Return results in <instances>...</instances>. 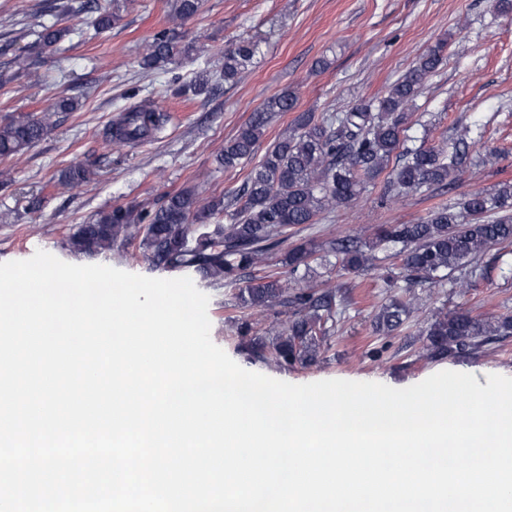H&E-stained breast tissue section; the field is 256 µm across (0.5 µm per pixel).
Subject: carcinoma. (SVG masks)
<instances>
[{
    "mask_svg": "<svg viewBox=\"0 0 512 512\" xmlns=\"http://www.w3.org/2000/svg\"><path fill=\"white\" fill-rule=\"evenodd\" d=\"M202 0H172L170 26L156 32L143 46L141 65L153 69L188 57L194 46L180 32L183 21L196 15ZM81 8L95 12L97 31L120 21L119 7L99 11L95 0ZM69 33L53 23L35 32L36 43L52 48ZM447 43L423 52L416 64L393 83L386 95L363 101L333 115L301 112L258 160L255 149L272 116L290 112L296 95L285 91L268 99L253 112L235 138L218 157L226 169L251 166L238 206L224 203V196L203 198L183 190L151 210L114 207L93 222L79 225L66 241L67 249L86 257L112 253L118 244L138 241L143 255L169 271L191 272L214 286H236L241 309L261 311L273 304L291 315L272 326L274 359L279 363L309 364L320 352L328 321L335 320L336 294L315 292L307 286L292 287L276 274L241 279L266 258L277 253L288 228L316 224L320 217L353 208L365 189L385 177L384 196L399 201L411 193L445 186L454 181L466 162L457 148L416 143L407 134L412 102L428 77L444 60ZM258 44L241 40L224 51L221 77L234 84L254 63ZM210 74L196 73L190 84L177 88L181 96L209 92ZM78 102L63 98L43 112L13 117L0 124V158L15 156L37 143L57 112H73ZM169 121L167 113L148 105L133 106L105 133L114 148L152 138ZM60 180L79 187L90 180V170L76 163ZM224 217V223L215 219ZM512 244V184L492 192L474 191L459 202L441 204L414 224H381L368 236L351 231L328 242L325 248L300 245L280 259L296 273L304 268L307 279L312 264L327 265L336 258L342 269L359 273L373 265L379 247H393L400 257L407 287L436 284L456 270L476 261L490 247ZM408 304L392 299L375 317V331L389 335L409 317ZM512 332V318L489 319L466 310H453L435 318L422 331L424 353L431 359L476 350L491 336Z\"/></svg>",
    "mask_w": 512,
    "mask_h": 512,
    "instance_id": "1",
    "label": "carcinoma"
}]
</instances>
